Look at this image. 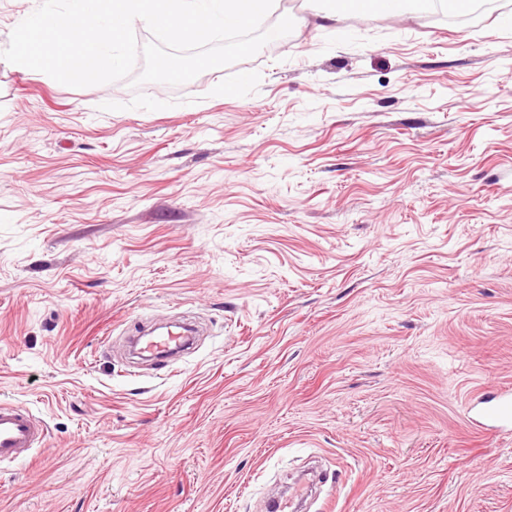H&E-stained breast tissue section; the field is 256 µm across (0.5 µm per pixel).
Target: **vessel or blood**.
<instances>
[{
	"label": "vessel or blood",
	"mask_w": 512,
	"mask_h": 512,
	"mask_svg": "<svg viewBox=\"0 0 512 512\" xmlns=\"http://www.w3.org/2000/svg\"><path fill=\"white\" fill-rule=\"evenodd\" d=\"M187 343L184 333L171 331L147 339L140 353L160 361ZM469 421L484 433L512 432V389L504 387L480 393L470 405ZM42 434L38 420L25 405L0 402V462L28 458L39 445Z\"/></svg>",
	"instance_id": "1"
}]
</instances>
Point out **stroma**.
Here are the masks:
<instances>
[{
	"mask_svg": "<svg viewBox=\"0 0 512 512\" xmlns=\"http://www.w3.org/2000/svg\"><path fill=\"white\" fill-rule=\"evenodd\" d=\"M178 85L0 65V401L46 434L0 512H512V0L461 22L279 0ZM195 317V349L132 358ZM469 421L475 429L488 434L512 431V390L510 387L483 391L469 408Z\"/></svg>",
	"mask_w": 512,
	"mask_h": 512,
	"instance_id": "1",
	"label": "stroma"
}]
</instances>
